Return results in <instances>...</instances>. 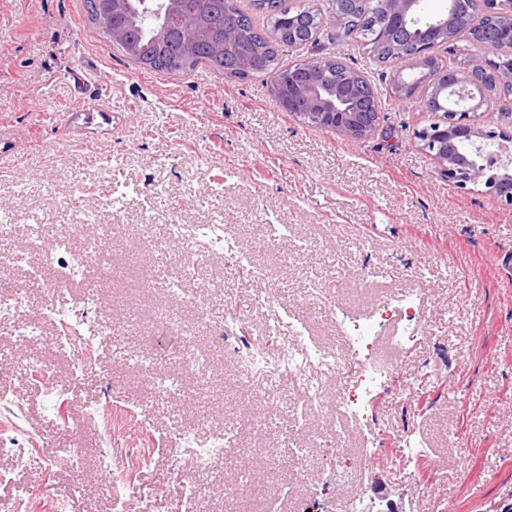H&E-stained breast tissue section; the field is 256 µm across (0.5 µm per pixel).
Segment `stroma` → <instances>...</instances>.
Returning a JSON list of instances; mask_svg holds the SVG:
<instances>
[{
	"label": "stroma",
	"instance_id": "1",
	"mask_svg": "<svg viewBox=\"0 0 512 512\" xmlns=\"http://www.w3.org/2000/svg\"><path fill=\"white\" fill-rule=\"evenodd\" d=\"M328 55L368 76L390 137L303 126L266 79L139 67L99 34L84 0H0V213L12 222L0 256L39 244L44 277L0 266V283L26 298L0 314V393L19 394L23 412L0 410V430L18 425L28 438L24 453L0 452V512H113L122 493L137 512H183L190 487L201 512H296L302 499L310 512H341L357 486L372 495L380 482L410 512H488L512 499V205L484 185L456 186L418 139L443 117L391 97L394 75L420 77L414 63L373 62L332 26L278 62ZM171 224L182 227L174 242ZM271 224L287 237L268 239ZM63 236L106 237L111 249L58 289L43 244ZM217 238L253 253L266 277L226 259ZM191 264L202 279L186 278ZM408 289L421 297L424 337L399 356L380 338V361L397 369L370 421L341 434L349 459L328 469V413L301 427L286 388L266 406L219 337L237 316L265 336L290 312L338 347L337 309L358 314ZM56 310L86 313L98 330L91 363L59 344ZM193 351L208 354L206 372L187 370ZM137 358L179 378L180 394L155 387ZM46 359L57 367L47 389L30 375ZM229 432L208 469L180 467L186 438ZM410 432L427 455L388 464ZM159 435L165 448L152 445ZM62 448L82 453L81 472L57 462ZM264 448L278 451L264 469L272 495L246 496Z\"/></svg>",
	"mask_w": 512,
	"mask_h": 512
}]
</instances>
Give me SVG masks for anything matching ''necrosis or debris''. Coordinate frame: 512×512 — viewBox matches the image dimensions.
Instances as JSON below:
<instances>
[{
  "mask_svg": "<svg viewBox=\"0 0 512 512\" xmlns=\"http://www.w3.org/2000/svg\"><path fill=\"white\" fill-rule=\"evenodd\" d=\"M53 251L59 270L55 285L60 288L72 263L99 260L109 247L105 241L89 240L77 251L69 239L61 238ZM419 308V296L406 291L399 301H386L366 313L343 317L340 321L342 351L313 342L275 363L270 362L266 348L260 347L252 336L236 332L225 336L224 341L233 347L247 374L265 382L273 379L281 384L292 382L302 389L305 400L301 418L305 421L322 406L323 383L337 376L350 379V387L336 397V409L347 421L361 424L370 419L379 394L385 391L387 380L394 372L393 367L381 365L374 356L380 333L384 327H393L389 343L396 354L413 350L422 338Z\"/></svg>",
  "mask_w": 512,
  "mask_h": 512,
  "instance_id": "1",
  "label": "necrosis or debris"
}]
</instances>
